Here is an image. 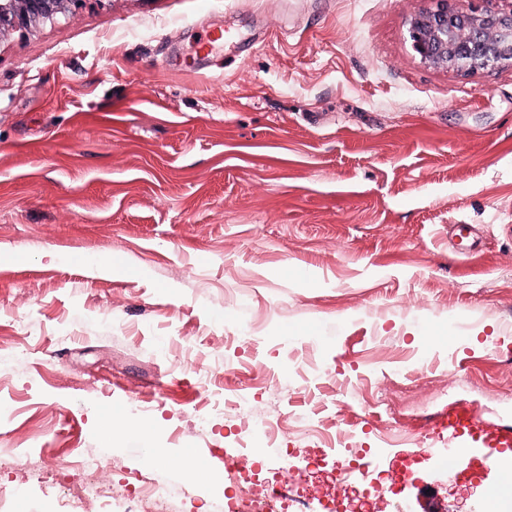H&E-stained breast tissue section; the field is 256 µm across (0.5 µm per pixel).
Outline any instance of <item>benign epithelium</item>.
Here are the masks:
<instances>
[{
	"instance_id": "obj_1",
	"label": "benign epithelium",
	"mask_w": 512,
	"mask_h": 512,
	"mask_svg": "<svg viewBox=\"0 0 512 512\" xmlns=\"http://www.w3.org/2000/svg\"><path fill=\"white\" fill-rule=\"evenodd\" d=\"M83 0H0V34L28 32L52 23ZM422 9L408 20L411 46L420 59L437 67L466 71L512 62V9L478 12L448 6Z\"/></svg>"
}]
</instances>
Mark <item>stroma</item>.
Here are the masks:
<instances>
[{"label": "stroma", "mask_w": 512, "mask_h": 512, "mask_svg": "<svg viewBox=\"0 0 512 512\" xmlns=\"http://www.w3.org/2000/svg\"><path fill=\"white\" fill-rule=\"evenodd\" d=\"M430 0H85L0 38V499L51 512L104 464L224 512L266 387L290 489L319 428L386 452L454 402L512 425V64H424ZM238 49L195 54L215 26ZM471 228L468 240L452 227ZM149 407L154 433L108 436ZM417 485L480 512L417 449ZM41 460L38 468L27 458ZM190 458L187 484L171 460Z\"/></svg>", "instance_id": "obj_1"}]
</instances>
